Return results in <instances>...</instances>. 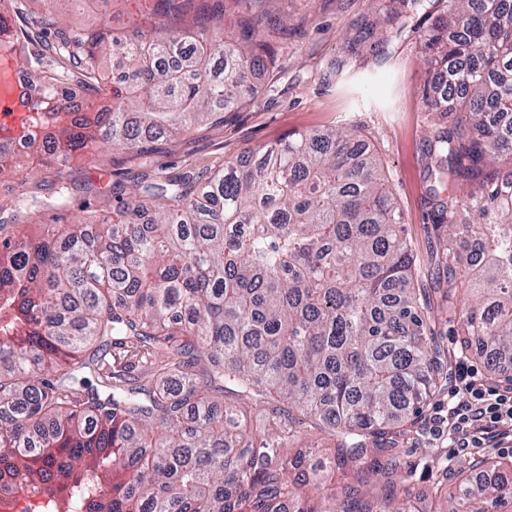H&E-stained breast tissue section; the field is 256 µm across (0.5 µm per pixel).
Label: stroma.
Instances as JSON below:
<instances>
[{"label": "stroma", "mask_w": 512, "mask_h": 512, "mask_svg": "<svg viewBox=\"0 0 512 512\" xmlns=\"http://www.w3.org/2000/svg\"><path fill=\"white\" fill-rule=\"evenodd\" d=\"M392 4L393 0H265L263 8L270 17H287L294 30L285 38L277 26L267 27L268 41L283 51L279 68L252 73L258 90L254 103L223 125L200 127L159 153L137 156L93 147L70 160L66 175L76 183L92 178L101 191L90 196L80 214L65 212V222L111 214L114 202L109 187L113 181H125L141 172L195 171L269 147L295 132L346 127L367 139L377 154L403 214L405 235L420 270L419 285L430 289L431 300H439L437 242L427 222L429 183L424 168L431 118L421 96L430 67L420 38L443 8L433 5L404 31L378 29L365 36L367 24ZM62 17L73 27L101 17L120 35L148 30L155 22L153 0H84L80 8L63 11ZM340 60L347 70L374 74L375 82L347 93L336 76L335 65ZM447 408L448 393L443 390L426 411L422 426L400 442L405 450L403 465L422 490L430 479L428 453L439 454L452 469L482 453L500 461L512 460L511 448L459 450L450 446L447 435L433 433L436 412Z\"/></svg>", "instance_id": "stroma-1"}]
</instances>
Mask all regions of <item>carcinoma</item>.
Returning <instances> with one entry per match:
<instances>
[{
    "label": "carcinoma",
    "mask_w": 512,
    "mask_h": 512,
    "mask_svg": "<svg viewBox=\"0 0 512 512\" xmlns=\"http://www.w3.org/2000/svg\"><path fill=\"white\" fill-rule=\"evenodd\" d=\"M27 10L15 42L43 96L35 112L70 111L80 84L111 108L75 112L64 166L90 145L138 154L251 101L256 68L278 50L261 12L224 27V0H156L159 32L118 36L101 19L64 24L54 3ZM396 24L426 0H398ZM424 34L432 126L425 143L428 221L461 351L489 379L512 359V0H443ZM134 81H115L101 54ZM97 224L13 228L61 213L76 187L60 176L0 205V494L37 483L91 489L96 512H413L396 437L418 428L448 385L438 318L416 288L401 212L359 134L302 131L197 173L113 183ZM472 247L480 264L461 261ZM142 349L140 374L108 358ZM435 512H512V464L478 457L448 479L429 456ZM340 468L347 482L326 485Z\"/></svg>",
    "instance_id": "carcinoma-1"
}]
</instances>
